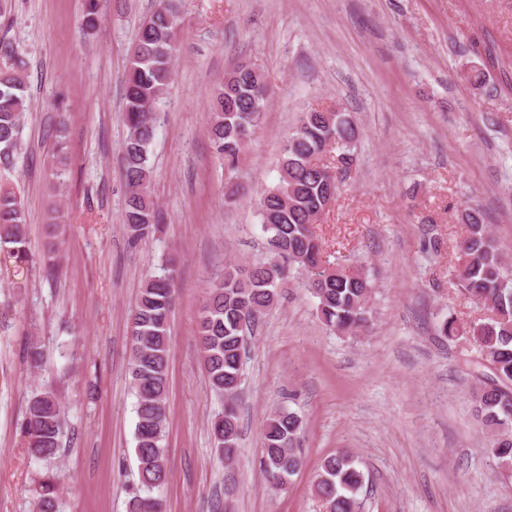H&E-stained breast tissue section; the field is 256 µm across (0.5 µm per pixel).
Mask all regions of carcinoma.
Instances as JSON below:
<instances>
[{"label": "carcinoma", "instance_id": "cac0c4a2", "mask_svg": "<svg viewBox=\"0 0 512 512\" xmlns=\"http://www.w3.org/2000/svg\"><path fill=\"white\" fill-rule=\"evenodd\" d=\"M100 20L99 0H85L83 24L94 28ZM179 35L178 15L171 0H158L143 18L124 73L123 121L126 135L120 145L126 186L122 223L129 241L140 242L161 220L151 184L149 162L156 121L152 106L172 78L171 55ZM0 173L16 168L21 150L19 132L29 111L27 62L18 47L0 39ZM271 96L263 69L250 61L230 70L208 103L207 134L218 157L235 165L261 123ZM360 136L351 115L336 106L310 108L281 148L278 183L265 189L258 214L266 235V256L251 264H230L224 275L206 286V300L197 321L203 366L211 391L224 399V412L211 423L214 447L225 459L239 447L237 401L243 383L242 355L248 336L274 307L285 284L288 267L306 272V288L316 314L329 329L358 336L371 320L373 286L360 266L333 265L323 260L320 239L310 226L336 201L340 186L336 171L351 169L353 148ZM457 219L465 226L458 245L452 283L472 303L490 310L486 321L463 327L448 316L439 332L450 340L465 337L479 349L466 360L474 382L475 417L485 435L487 451L502 476L512 473V262L496 245L478 207H466ZM28 214L17 189L0 181V246H10L17 262L29 260L25 226ZM176 271L167 263L162 273L145 278L130 315L129 385L136 395L134 454L137 487L127 512H164L153 491L167 477L163 445L167 420L170 322L176 294ZM24 360L43 369V352L30 340ZM66 410L51 387L31 396L21 422V434L32 457L46 469L39 481L33 512H59L64 476L53 463L61 452ZM303 429L300 416L272 409L264 424L265 478L285 485L303 460L297 453ZM365 475L348 452L324 458L314 480V492L326 512H360Z\"/></svg>", "mask_w": 512, "mask_h": 512}]
</instances>
